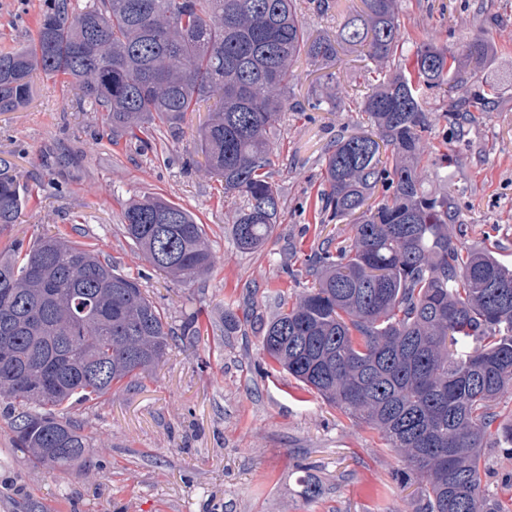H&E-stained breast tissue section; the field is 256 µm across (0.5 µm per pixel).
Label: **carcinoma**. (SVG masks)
Returning <instances> with one entry per match:
<instances>
[{
  "label": "carcinoma",
  "instance_id": "carcinoma-1",
  "mask_svg": "<svg viewBox=\"0 0 512 512\" xmlns=\"http://www.w3.org/2000/svg\"><path fill=\"white\" fill-rule=\"evenodd\" d=\"M336 34L308 33L298 0H90L69 10L47 0L26 46L0 53V112L32 96L34 75L64 76L112 137L157 118L180 124L205 106L197 133L206 169L239 200L237 248L271 237L282 213L269 135L290 109L286 86L304 59L326 71L310 110L335 112L330 68L338 49L362 47L385 73L361 99L371 130L340 134L325 157L317 224L352 225L305 260L310 286L259 333L288 375L348 418L381 434L417 481L415 512H502L481 487L494 403L512 390V266L461 242L448 184V153L428 168V93L456 94L445 114L465 135L490 52L473 36L455 47L426 43L396 62L404 33L399 0H361ZM27 189L0 164V224H15ZM125 233L156 271L185 283L215 267L205 225L157 196L125 209ZM175 328L135 278L89 244L58 234L0 259V398L10 404L15 446L34 468L87 463L92 444L64 417L165 358ZM497 448L512 457V421Z\"/></svg>",
  "mask_w": 512,
  "mask_h": 512
}]
</instances>
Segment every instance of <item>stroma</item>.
Here are the masks:
<instances>
[{
    "label": "stroma",
    "mask_w": 512,
    "mask_h": 512,
    "mask_svg": "<svg viewBox=\"0 0 512 512\" xmlns=\"http://www.w3.org/2000/svg\"><path fill=\"white\" fill-rule=\"evenodd\" d=\"M360 0H333L329 12L301 0L312 34L335 32ZM45 0H0V51L27 43ZM405 55L417 44L452 46L482 35L493 47L481 73L495 91L462 139L447 138L450 96H429L433 145H447L448 187L467 226L465 244L495 248L512 261V0H401ZM336 77L347 93L339 112H313L311 66L293 68V105L271 134L274 179L284 201L271 239L239 250L224 190L195 145L207 110L177 127L154 121L138 137L111 141L100 113L84 111L74 90L38 76L30 103L0 112V159L38 190L17 223L0 226V254L38 235L61 233L97 244L113 265L138 278L169 323L191 318L207 335L175 342L140 383H120L67 415L93 445L86 466L34 469L14 446L0 399V512H413L416 487L402 484L404 462L379 434L283 372L253 327L224 331V313L271 316L307 285L304 262L325 236L348 237L347 224L313 222L324 158L340 133L362 132L356 102L372 69L345 50ZM156 195L207 224L216 268L185 285L154 272L124 233V210ZM482 486L512 512V458L486 450ZM320 493L308 497L306 483Z\"/></svg>",
    "instance_id": "35a3bbf8"
}]
</instances>
